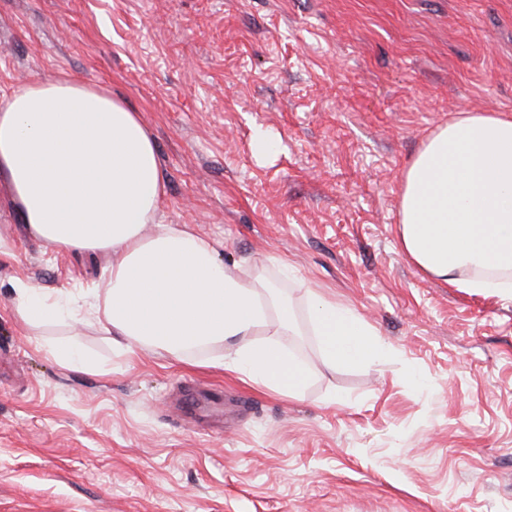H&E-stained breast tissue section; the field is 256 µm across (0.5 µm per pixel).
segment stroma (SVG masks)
Here are the masks:
<instances>
[{
  "label": "stroma",
  "mask_w": 512,
  "mask_h": 512,
  "mask_svg": "<svg viewBox=\"0 0 512 512\" xmlns=\"http://www.w3.org/2000/svg\"><path fill=\"white\" fill-rule=\"evenodd\" d=\"M63 74L141 114L167 223L279 285L309 378L291 399L220 344L28 324L15 280L78 299L110 258L44 250L0 181V512H512V293L433 278L397 236L427 138L512 116V0H0V98ZM311 288L390 354L325 369Z\"/></svg>",
  "instance_id": "obj_1"
}]
</instances>
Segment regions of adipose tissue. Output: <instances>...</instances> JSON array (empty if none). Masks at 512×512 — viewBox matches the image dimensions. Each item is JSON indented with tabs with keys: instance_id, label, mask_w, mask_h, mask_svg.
I'll use <instances>...</instances> for the list:
<instances>
[{
	"instance_id": "obj_1",
	"label": "adipose tissue",
	"mask_w": 512,
	"mask_h": 512,
	"mask_svg": "<svg viewBox=\"0 0 512 512\" xmlns=\"http://www.w3.org/2000/svg\"><path fill=\"white\" fill-rule=\"evenodd\" d=\"M0 179L46 250L112 258L79 304L15 281L14 305L29 322L85 317L128 352L219 342L226 370L301 394L307 369L282 342L294 333L287 298L222 263L190 225L166 223L152 133L111 89L71 76L15 86L0 100ZM399 211L400 247L425 273L474 293L512 288V117L465 112L438 127L404 172ZM309 297L325 367L387 356L350 307Z\"/></svg>"
}]
</instances>
